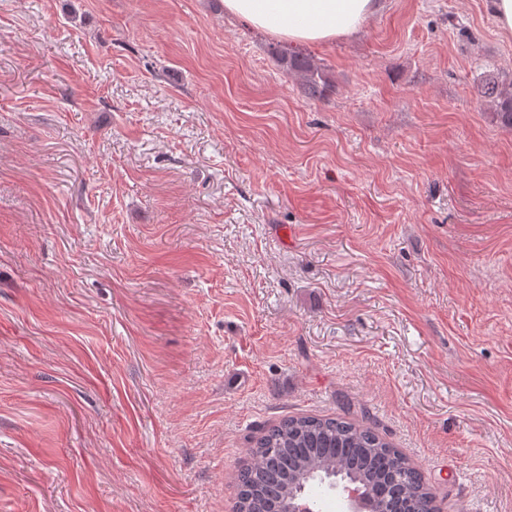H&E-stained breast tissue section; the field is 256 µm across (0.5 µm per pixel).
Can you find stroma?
Listing matches in <instances>:
<instances>
[{
    "label": "stroma",
    "instance_id": "35a3bbf8",
    "mask_svg": "<svg viewBox=\"0 0 512 512\" xmlns=\"http://www.w3.org/2000/svg\"><path fill=\"white\" fill-rule=\"evenodd\" d=\"M288 41L223 0H0V512H232L287 416L512 512V77L485 0ZM279 62L286 75L300 79L310 99L324 97L331 80L327 72L311 57L301 53L278 54ZM480 97L488 103L497 120L512 128V80L487 74L478 86Z\"/></svg>",
    "mask_w": 512,
    "mask_h": 512
}]
</instances>
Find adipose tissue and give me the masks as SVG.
Wrapping results in <instances>:
<instances>
[{
    "label": "adipose tissue",
    "instance_id": "obj_1",
    "mask_svg": "<svg viewBox=\"0 0 512 512\" xmlns=\"http://www.w3.org/2000/svg\"><path fill=\"white\" fill-rule=\"evenodd\" d=\"M382 8V0H224L228 15L292 42L353 36Z\"/></svg>",
    "mask_w": 512,
    "mask_h": 512
}]
</instances>
